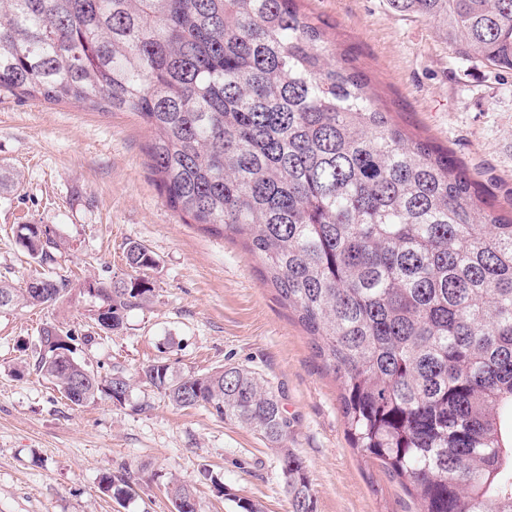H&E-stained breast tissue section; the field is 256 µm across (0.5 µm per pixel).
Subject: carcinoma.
Here are the masks:
<instances>
[{
	"label": "carcinoma",
	"mask_w": 512,
	"mask_h": 512,
	"mask_svg": "<svg viewBox=\"0 0 512 512\" xmlns=\"http://www.w3.org/2000/svg\"><path fill=\"white\" fill-rule=\"evenodd\" d=\"M387 4L512 70V0ZM368 87L298 0H0V91L131 112L154 130L147 155L166 205L260 260L340 383L352 447L421 512H512V216ZM16 239L41 265L61 246L46 224ZM125 258L156 266L140 243ZM96 285L106 331L153 293L141 277ZM69 287L45 273L0 284V309L54 305ZM74 341L43 327L35 370L77 407L126 404L130 378L95 372ZM139 379L259 434L279 455L291 512H317L280 397L255 372L183 374L161 359ZM101 489L135 494L124 468ZM167 489L175 512H200L193 484Z\"/></svg>",
	"instance_id": "carcinoma-1"
}]
</instances>
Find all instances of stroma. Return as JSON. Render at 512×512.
Here are the masks:
<instances>
[{
    "label": "stroma",
    "instance_id": "1",
    "mask_svg": "<svg viewBox=\"0 0 512 512\" xmlns=\"http://www.w3.org/2000/svg\"><path fill=\"white\" fill-rule=\"evenodd\" d=\"M300 8L329 22L337 49L358 56L395 122L448 149L496 209L512 211L511 72L463 56L435 25L386 0H301ZM150 140L129 112L0 92V175L11 179L0 188V281L18 288L35 272L13 233L30 222L63 240L52 272L71 281L62 303L0 310V512H171L172 476L195 484L202 512H236L239 498L290 512L277 455L205 407H174L143 384L123 407L73 406L34 369L48 323L91 335L77 355L102 375L133 376L159 358L180 372L251 368L281 399L317 512H418L397 480L351 448L338 381L243 241L184 223L165 204L147 166ZM131 242L156 260L144 273L153 298L106 333L81 286L135 276L124 257ZM121 468L137 494L120 504L100 479ZM206 469L229 498L215 495Z\"/></svg>",
    "mask_w": 512,
    "mask_h": 512
}]
</instances>
